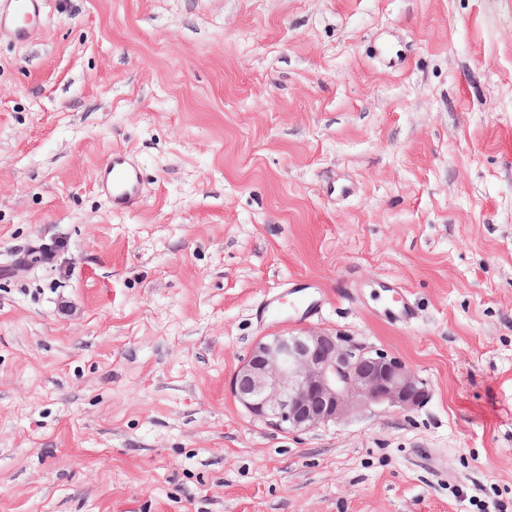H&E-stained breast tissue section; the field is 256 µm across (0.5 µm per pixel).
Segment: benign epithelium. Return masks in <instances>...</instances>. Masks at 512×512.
I'll return each mask as SVG.
<instances>
[{"label": "benign epithelium", "instance_id": "1", "mask_svg": "<svg viewBox=\"0 0 512 512\" xmlns=\"http://www.w3.org/2000/svg\"><path fill=\"white\" fill-rule=\"evenodd\" d=\"M229 391L253 418L285 432L336 424L365 408L409 411L430 396L395 354L311 329L261 337Z\"/></svg>", "mask_w": 512, "mask_h": 512}]
</instances>
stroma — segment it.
Instances as JSON below:
<instances>
[{
	"instance_id": "obj_1",
	"label": "stroma",
	"mask_w": 512,
	"mask_h": 512,
	"mask_svg": "<svg viewBox=\"0 0 512 512\" xmlns=\"http://www.w3.org/2000/svg\"><path fill=\"white\" fill-rule=\"evenodd\" d=\"M282 327L430 396L274 430L228 383ZM0 512H512V0H47L0 38ZM96 184L108 197L113 211L129 210L139 203V171L119 152H113L99 168Z\"/></svg>"
}]
</instances>
